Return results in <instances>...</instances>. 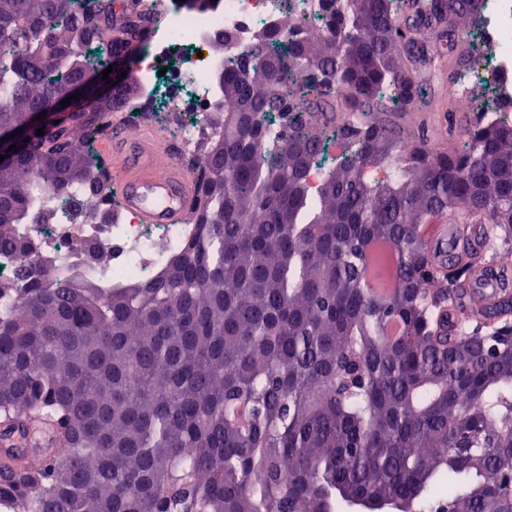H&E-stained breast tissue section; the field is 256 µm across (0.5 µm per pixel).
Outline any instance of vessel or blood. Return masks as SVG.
Here are the masks:
<instances>
[{
	"label": "vessel or blood",
	"mask_w": 512,
	"mask_h": 512,
	"mask_svg": "<svg viewBox=\"0 0 512 512\" xmlns=\"http://www.w3.org/2000/svg\"><path fill=\"white\" fill-rule=\"evenodd\" d=\"M105 162L113 171L107 192L121 209L135 212L145 224H175L183 219L193 193L194 178L170 159L159 140L143 132H114L103 142ZM432 247L455 253L461 247L481 249V237L461 236L453 224H436L428 232Z\"/></svg>",
	"instance_id": "1"
}]
</instances>
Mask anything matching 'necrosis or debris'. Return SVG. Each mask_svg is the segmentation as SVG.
I'll return each mask as SVG.
<instances>
[{
    "label": "necrosis or debris",
    "mask_w": 512,
    "mask_h": 512,
    "mask_svg": "<svg viewBox=\"0 0 512 512\" xmlns=\"http://www.w3.org/2000/svg\"><path fill=\"white\" fill-rule=\"evenodd\" d=\"M321 13L322 0H224L222 8L206 16L168 9L164 22L146 31L144 42L137 44L135 52L142 74L153 79L166 74L173 89V104H180L186 97L192 100L180 132L168 138L169 152L201 158L202 145L213 132L208 121L211 112L219 106L227 110L237 107L236 101L222 99L212 79L217 60L200 55L202 47L211 44L215 32H232L234 39L226 50L238 55L248 50L258 33L287 27L291 22H313ZM511 35L512 0H508L498 25L479 31L482 45L493 47L498 59L493 65L476 64L471 70L473 82L500 85L512 69V46L507 43ZM174 57L179 58V65L163 72L164 61ZM20 232L35 242L40 254L64 257L75 274L96 268L98 260H105L104 285L109 288L122 284L131 275H151L160 252L174 240L188 236L190 227L140 224L131 214L118 224H98L73 219L60 209L48 224L42 223L40 214H33L27 224L21 225Z\"/></svg>",
    "instance_id": "necrosis-or-debris-1"
}]
</instances>
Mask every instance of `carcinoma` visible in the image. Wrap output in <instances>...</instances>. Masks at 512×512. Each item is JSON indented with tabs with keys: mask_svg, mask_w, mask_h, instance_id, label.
<instances>
[{
	"mask_svg": "<svg viewBox=\"0 0 512 512\" xmlns=\"http://www.w3.org/2000/svg\"><path fill=\"white\" fill-rule=\"evenodd\" d=\"M322 2L324 32L220 58L239 107L148 281L51 275L16 229L101 186L94 145L139 86L0 162V512H512V290L491 324L474 293L512 285V119L434 150L375 118L430 111L436 57L462 81L492 0ZM116 11L0 0V138L136 38ZM427 224H479L485 250L450 262Z\"/></svg>",
	"mask_w": 512,
	"mask_h": 512,
	"instance_id": "cac0c4a2",
	"label": "carcinoma"
}]
</instances>
